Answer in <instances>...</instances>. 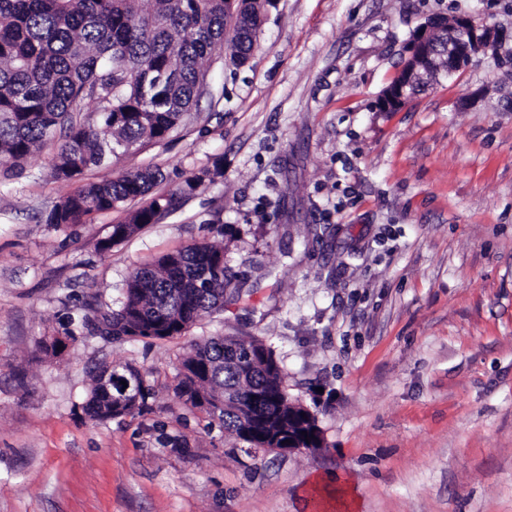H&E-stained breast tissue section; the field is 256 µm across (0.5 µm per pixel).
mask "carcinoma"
I'll return each mask as SVG.
<instances>
[{
    "instance_id": "carcinoma-1",
    "label": "carcinoma",
    "mask_w": 512,
    "mask_h": 512,
    "mask_svg": "<svg viewBox=\"0 0 512 512\" xmlns=\"http://www.w3.org/2000/svg\"><path fill=\"white\" fill-rule=\"evenodd\" d=\"M0 0V165L20 168L57 132L52 159L58 180L74 181L143 140L163 141L200 95L204 62L224 51L245 64L261 24L259 0H242L250 28L227 31L224 0ZM93 117L74 113L85 100ZM160 179L137 170L79 185L46 213L59 227L145 197ZM162 198L112 225L102 252L153 222ZM231 277L224 247L195 242L134 269L124 301L103 318L115 341L168 340L204 316L224 310ZM131 381L128 394L121 381ZM174 393L254 451L279 435L288 439L290 397L273 348L259 338L211 336L191 345L175 376ZM153 396L146 375L130 363L100 367L85 410L98 422L140 413Z\"/></svg>"
}]
</instances>
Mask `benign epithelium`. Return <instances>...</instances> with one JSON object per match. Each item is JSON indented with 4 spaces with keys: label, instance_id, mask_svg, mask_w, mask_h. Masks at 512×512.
<instances>
[{
    "label": "benign epithelium",
    "instance_id": "1",
    "mask_svg": "<svg viewBox=\"0 0 512 512\" xmlns=\"http://www.w3.org/2000/svg\"><path fill=\"white\" fill-rule=\"evenodd\" d=\"M477 55L491 56L496 66L512 78V31L471 16L428 20L413 32L396 81L377 101L378 111L401 110L419 91L417 70L429 68L435 58L445 60L434 72L433 81L437 82L467 67Z\"/></svg>",
    "mask_w": 512,
    "mask_h": 512
}]
</instances>
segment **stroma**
I'll use <instances>...</instances> for the list:
<instances>
[{"label":"stroma","mask_w":512,"mask_h":512,"mask_svg":"<svg viewBox=\"0 0 512 512\" xmlns=\"http://www.w3.org/2000/svg\"><path fill=\"white\" fill-rule=\"evenodd\" d=\"M262 16L251 59L208 60L168 139L85 172L163 174L152 194L170 206L111 251L98 241L141 201L56 228L41 218L75 185L51 173L55 144L0 169V512H512V81L482 56L376 109L418 26L511 28L512 0H263ZM205 237L237 287L222 312L168 341L88 328L40 348L71 309L118 307L135 267ZM217 335L272 346L319 450L200 433L174 377ZM112 362L155 396L98 423L83 403Z\"/></svg>","instance_id":"obj_1"}]
</instances>
